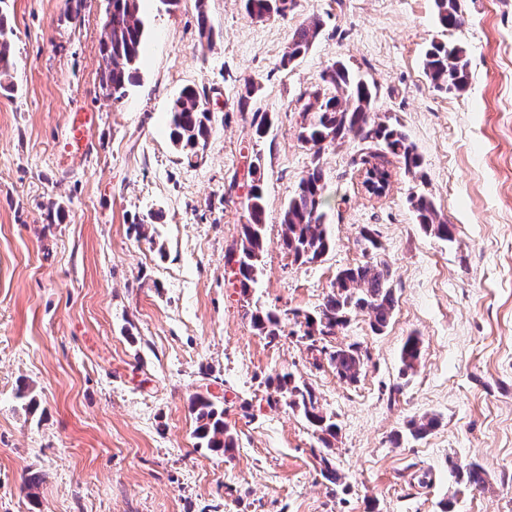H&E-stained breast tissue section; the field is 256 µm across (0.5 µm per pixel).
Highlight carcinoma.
<instances>
[{
    "instance_id": "cac0c4a2",
    "label": "carcinoma",
    "mask_w": 512,
    "mask_h": 512,
    "mask_svg": "<svg viewBox=\"0 0 512 512\" xmlns=\"http://www.w3.org/2000/svg\"><path fill=\"white\" fill-rule=\"evenodd\" d=\"M247 16L253 20L266 21V13L275 10V16L288 13V0H241ZM0 0V77H9L13 67L8 15ZM435 16L440 27L446 31L462 28L465 23L463 0H434ZM323 28L322 20L315 16L300 22L292 36L288 50L281 58L282 67L295 64L313 46ZM105 29L107 38L102 42V57L112 60L110 66L101 71L102 92L116 101L125 97L128 86L134 84L146 40L145 24L140 16V0H112V9L106 11ZM424 70L434 87L448 94L460 93L469 85L466 50L457 43L433 41L425 51ZM323 86L305 92L314 102L305 104L304 122L300 126L298 139L318 157L321 152L337 141L352 134L362 140L383 143L391 154L398 157L408 174H417L422 158L416 146L397 126L377 122L374 118L376 99L375 86L358 78L342 60L334 61L321 75ZM207 91L193 88L183 89L173 100L169 110V136L174 144L188 150L194 157L206 145L211 130V112L207 108ZM273 126L269 113L253 111L251 127L257 138H264ZM262 156L256 155L252 171L246 210L247 223L242 225V246L236 263L240 275L242 293L257 283L258 263L265 249V199L262 185ZM326 174L319 164H314L299 180L295 194L283 210L281 224L283 234L281 246L295 262L313 263L330 250L332 240L326 224ZM410 203L416 219L423 229L437 238L450 243L455 240V225L444 220L431 198L424 194L411 195ZM395 307L393 288L388 265L381 260L346 267L336 274L331 291L327 294L317 315H303L304 337L309 341L307 349L319 351L326 356L336 375L349 383L357 381L363 367L364 357L360 347L317 348V343L336 335L344 328L350 315L362 311L369 317L373 332H382L389 324ZM252 326L259 333L274 338L278 336L280 318L273 312L253 313ZM421 354L420 339L410 335L405 340L400 362L402 373L415 370ZM276 391L291 409L299 411L327 449L336 438L338 425L333 416L323 411L314 388L300 383L288 372L276 374ZM199 425L195 437L206 448L229 452L235 447L232 434L224 424V410L204 396L192 401ZM437 420L423 416L408 425V433L414 439L427 435ZM320 474L331 484L340 481L333 460L320 456ZM448 467L466 485L477 489L485 485L487 474L476 462H448Z\"/></svg>"
}]
</instances>
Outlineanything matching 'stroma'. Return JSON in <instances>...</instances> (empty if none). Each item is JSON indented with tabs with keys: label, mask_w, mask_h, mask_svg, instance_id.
I'll return each mask as SVG.
<instances>
[{
	"label": "stroma",
	"mask_w": 512,
	"mask_h": 512,
	"mask_svg": "<svg viewBox=\"0 0 512 512\" xmlns=\"http://www.w3.org/2000/svg\"><path fill=\"white\" fill-rule=\"evenodd\" d=\"M106 0H8L14 88L0 90V512H512V0H464L457 31L433 0H294L251 20L240 0H180L148 27L137 83L119 101L99 78ZM205 8L213 39L198 30ZM323 29L294 66L280 60L299 22ZM466 50L471 84L438 91L431 41ZM344 59L376 87L377 119L423 159L397 158L385 196L365 194L360 161L377 143L346 136L320 158L298 139L300 96ZM273 127L256 139L238 99ZM206 89L211 133L198 157L173 145L170 102ZM97 115L90 148L65 146L75 111ZM263 157L266 247L242 293L227 262ZM327 175L332 249L301 264L282 249L281 216L299 179ZM430 197L454 242L424 232L409 198ZM370 228L394 289L387 328L351 315L333 345L359 344L356 383L314 368L296 313L314 312L338 270L366 262ZM281 314L276 339L250 322ZM414 372L401 371L409 335ZM282 371L312 386L340 426L323 448L302 415L272 404ZM223 408L227 453L197 445L195 396ZM437 417L426 437L412 419ZM328 451L341 476L324 480ZM476 462L485 489L456 484L449 461ZM37 474L41 482L28 487ZM420 344L418 336L410 335L405 340L400 352L402 373L406 374L415 370L421 354Z\"/></svg>",
	"instance_id": "obj_1"
}]
</instances>
